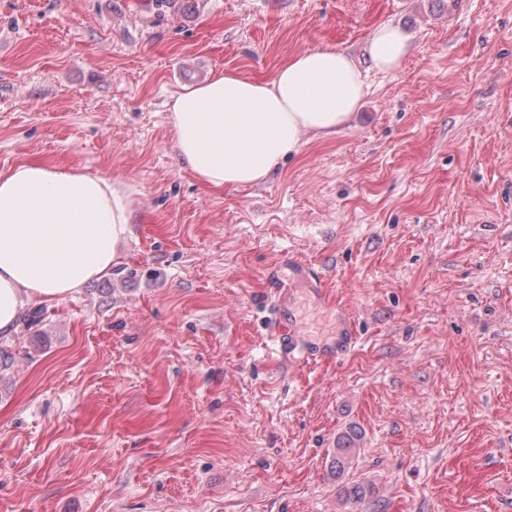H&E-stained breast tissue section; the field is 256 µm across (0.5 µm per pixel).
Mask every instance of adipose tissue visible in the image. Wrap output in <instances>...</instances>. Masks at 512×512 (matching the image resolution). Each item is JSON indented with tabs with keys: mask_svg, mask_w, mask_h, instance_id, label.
Returning a JSON list of instances; mask_svg holds the SVG:
<instances>
[{
	"mask_svg": "<svg viewBox=\"0 0 512 512\" xmlns=\"http://www.w3.org/2000/svg\"><path fill=\"white\" fill-rule=\"evenodd\" d=\"M408 36L378 26L366 45L373 68L397 71ZM365 95L346 52L294 55L272 80L233 72L171 97L169 129L181 167L211 189L264 183L305 136H330L351 121ZM133 186L26 162L0 173V337L13 336L23 309L60 302L111 273L134 214Z\"/></svg>",
	"mask_w": 512,
	"mask_h": 512,
	"instance_id": "ef3b65f1",
	"label": "adipose tissue"
}]
</instances>
